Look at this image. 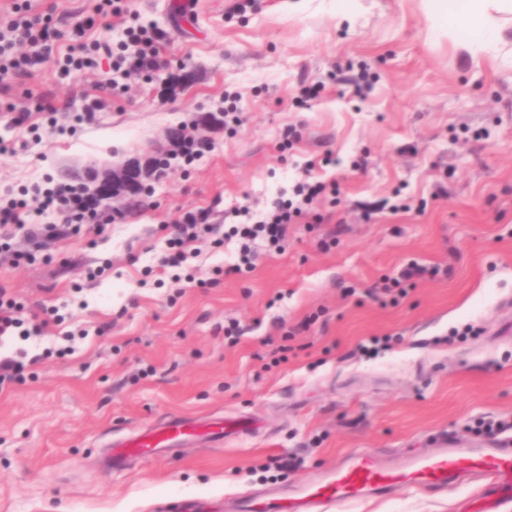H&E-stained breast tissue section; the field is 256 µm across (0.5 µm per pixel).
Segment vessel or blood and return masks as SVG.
<instances>
[{
	"mask_svg": "<svg viewBox=\"0 0 512 512\" xmlns=\"http://www.w3.org/2000/svg\"><path fill=\"white\" fill-rule=\"evenodd\" d=\"M196 430V424L188 420H168L115 444L108 462L119 468L132 456H159ZM471 478L480 481L479 493L493 507L512 505V437L478 448L445 446L430 454H410L387 465L377 463L370 452L353 450L289 498L245 495L236 507L238 512H326L332 505L387 496L400 487L437 494Z\"/></svg>",
	"mask_w": 512,
	"mask_h": 512,
	"instance_id": "vessel-or-blood-1",
	"label": "vessel or blood"
}]
</instances>
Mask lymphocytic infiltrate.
Masks as SVG:
<instances>
[{
  "label": "lymphocytic infiltrate",
  "instance_id": "f902f5d3",
  "mask_svg": "<svg viewBox=\"0 0 512 512\" xmlns=\"http://www.w3.org/2000/svg\"><path fill=\"white\" fill-rule=\"evenodd\" d=\"M56 33L48 18L18 11L17 15L0 24V73L25 74L27 69L49 55ZM162 38L156 28L129 27L125 30V39L119 45L111 41H97L93 44L80 43L74 46L68 56L73 69L87 67L92 56L113 57L115 68L144 71L156 68L158 43ZM28 46V53L16 56V46ZM324 186L319 182L296 184L290 198L278 201L274 208L261 215H251L249 208H234L233 216L237 222L229 229L210 223L206 212L183 215L173 226L170 236L164 240L159 263L162 266L179 269L195 258L192 242L204 235H211L213 247H223L230 240L236 241L238 259L229 268L230 273L240 274L253 270L258 258V244L281 248L289 224L305 215L307 207L321 194ZM98 202L82 187L70 184H54L48 187L39 185L29 190H21L19 196L0 201V225L21 226L27 224L32 214L42 216H60L66 223L82 224L90 212L96 211ZM46 322H26L22 316V307L9 297L5 289L0 288V337L20 333L23 339L43 335Z\"/></svg>",
  "mask_w": 512,
  "mask_h": 512
}]
</instances>
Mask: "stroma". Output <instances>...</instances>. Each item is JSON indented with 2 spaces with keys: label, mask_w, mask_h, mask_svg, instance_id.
<instances>
[{
  "label": "stroma",
  "mask_w": 512,
  "mask_h": 512,
  "mask_svg": "<svg viewBox=\"0 0 512 512\" xmlns=\"http://www.w3.org/2000/svg\"><path fill=\"white\" fill-rule=\"evenodd\" d=\"M23 3L59 36L29 75L0 74L1 197L170 156L176 131L215 148L148 175L79 233L48 235L41 218L9 228L32 260L0 253V287L61 322L0 340V357L37 359L0 388V512H162L174 499L234 512L239 496L307 482L354 449L398 459L512 422V23L474 54L475 31L445 35L437 0H256L243 12L239 0H123L84 41L149 23L164 34L161 66L115 74L102 56L68 73L72 30L97 0H0V21ZM318 82L320 97L301 102ZM229 93L241 122L214 124ZM90 104L91 122L56 132ZM291 129L299 138L281 149ZM309 176L331 191L252 271L225 274L236 244L206 237L196 281L158 266L184 213H262ZM411 260L447 274L395 304L366 295ZM78 329L74 353L56 356ZM374 336L387 345L369 350ZM171 416L253 426L105 469L112 440ZM475 497L469 481L438 495L404 487L329 512H473Z\"/></svg>",
  "instance_id": "1"
}]
</instances>
